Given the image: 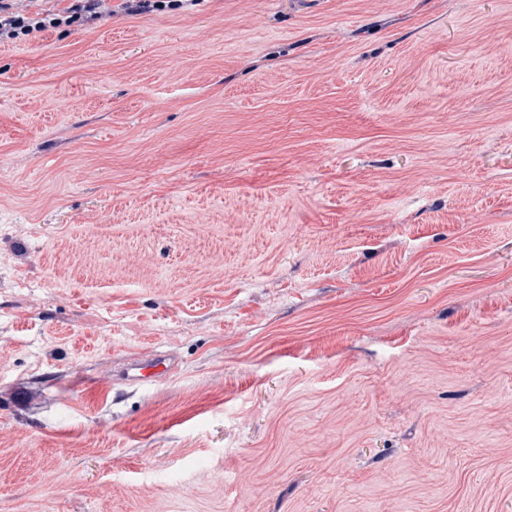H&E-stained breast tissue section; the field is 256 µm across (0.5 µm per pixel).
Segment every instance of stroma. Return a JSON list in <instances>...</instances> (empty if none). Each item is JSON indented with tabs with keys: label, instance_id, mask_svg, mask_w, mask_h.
I'll list each match as a JSON object with an SVG mask.
<instances>
[{
	"label": "stroma",
	"instance_id": "35a3bbf8",
	"mask_svg": "<svg viewBox=\"0 0 512 512\" xmlns=\"http://www.w3.org/2000/svg\"><path fill=\"white\" fill-rule=\"evenodd\" d=\"M111 7L0 42V512H512V0ZM172 370V363L162 356L139 360L127 368L126 377L130 381L140 382L147 378L159 377Z\"/></svg>",
	"mask_w": 512,
	"mask_h": 512
}]
</instances>
